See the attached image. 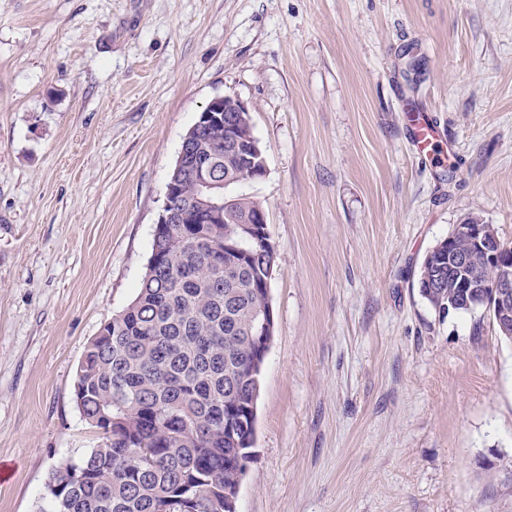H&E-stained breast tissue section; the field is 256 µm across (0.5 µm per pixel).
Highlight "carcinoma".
<instances>
[{
  "label": "carcinoma",
  "mask_w": 512,
  "mask_h": 512,
  "mask_svg": "<svg viewBox=\"0 0 512 512\" xmlns=\"http://www.w3.org/2000/svg\"><path fill=\"white\" fill-rule=\"evenodd\" d=\"M229 133L222 125L199 131L176 173L183 199L174 223L153 235L163 262L145 268L136 297L84 348L74 401L103 442L51 470L46 486L55 494L41 512H170L190 488L197 492L190 512H225L257 395L262 273L276 264L262 226L245 228L262 203L237 192L249 173ZM201 169L226 186L222 224L207 223L195 203ZM469 283L465 272L448 274L445 261L441 287L426 300L470 312L459 302ZM76 467L85 480L74 481Z\"/></svg>",
  "instance_id": "obj_1"
}]
</instances>
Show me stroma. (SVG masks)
<instances>
[{
  "label": "stroma",
  "mask_w": 512,
  "mask_h": 512,
  "mask_svg": "<svg viewBox=\"0 0 512 512\" xmlns=\"http://www.w3.org/2000/svg\"><path fill=\"white\" fill-rule=\"evenodd\" d=\"M220 96L276 253L237 512H512V342L416 284L469 218L512 245V0H0V512L101 444L78 363ZM406 103L452 154L416 153Z\"/></svg>",
  "instance_id": "1"
}]
</instances>
